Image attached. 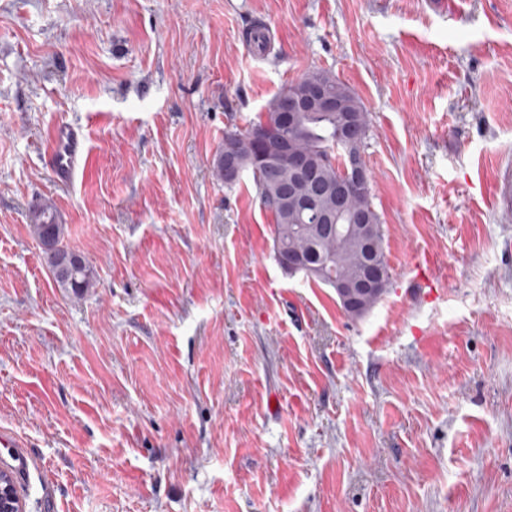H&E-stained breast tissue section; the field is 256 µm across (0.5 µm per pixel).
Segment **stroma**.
Instances as JSON below:
<instances>
[{"mask_svg":"<svg viewBox=\"0 0 512 512\" xmlns=\"http://www.w3.org/2000/svg\"><path fill=\"white\" fill-rule=\"evenodd\" d=\"M315 69L370 113L392 279L359 319L275 261L251 173L213 172ZM59 123L89 156L65 187ZM505 174L512 0H0V469L25 512H512ZM47 164L62 184H70L78 160L85 152V143L80 133L67 126L57 125L51 129L46 146ZM29 220L31 231L41 245L54 240L62 249V252L45 248L46 252L43 251L54 283L60 288H69L75 295H82L91 288L93 286L92 271L84 259L64 243V226L56 223L54 206L49 202L32 206ZM75 254L80 256L81 260L77 267L71 264L72 267L66 274L62 270V265L71 262L70 258Z\"/></svg>","mask_w":512,"mask_h":512,"instance_id":"obj_1","label":"stroma"}]
</instances>
